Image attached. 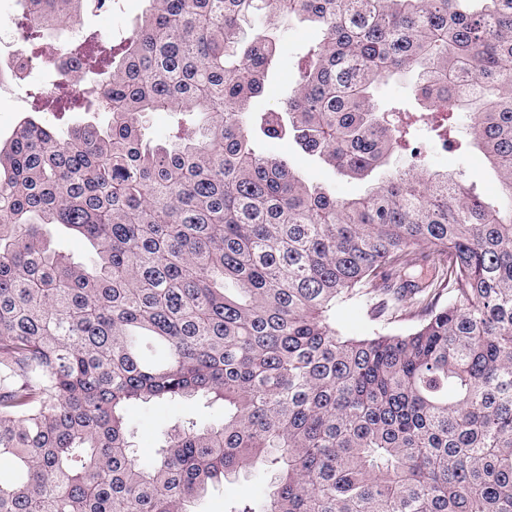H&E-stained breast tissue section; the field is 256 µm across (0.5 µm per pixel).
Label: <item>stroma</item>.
Returning a JSON list of instances; mask_svg holds the SVG:
<instances>
[{"mask_svg": "<svg viewBox=\"0 0 512 512\" xmlns=\"http://www.w3.org/2000/svg\"><path fill=\"white\" fill-rule=\"evenodd\" d=\"M145 0H112L102 10L84 13L76 26L82 37L107 38L110 44H117L121 36L134 24L145 8ZM284 52L279 65L271 70L266 79L263 97L256 101V109L280 102L297 73L300 57L322 38L321 28L304 19L286 22L281 31ZM54 74L41 61L33 63L32 79L0 92V141H9L18 122L31 109L30 93L36 88L53 83ZM259 146L267 153L286 160L305 180L322 186L326 191L342 198H358L365 194L370 182L381 179V172H373L364 179L352 178L336 172L318 157L309 155L294 137L269 139L258 137ZM420 149L432 152V161L439 170L460 173L464 181L476 192L486 196L496 195L498 180L495 171L488 165L484 155L472 148L465 152L430 148L428 142H420ZM220 403L199 398L188 403L160 407L135 405L128 409L130 439L143 462H151L154 449L160 441L162 422L175 421L188 415L201 423L208 422L214 414L220 413ZM267 493L264 481L243 472L228 478L224 484L210 488L203 500L204 512H224L229 500H258Z\"/></svg>", "mask_w": 512, "mask_h": 512, "instance_id": "obj_1", "label": "stroma"}]
</instances>
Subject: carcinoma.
Listing matches in <instances>:
<instances>
[{
	"instance_id": "obj_1",
	"label": "carcinoma",
	"mask_w": 512,
	"mask_h": 512,
	"mask_svg": "<svg viewBox=\"0 0 512 512\" xmlns=\"http://www.w3.org/2000/svg\"><path fill=\"white\" fill-rule=\"evenodd\" d=\"M25 38L108 0H24ZM96 66L0 144V512H202L245 469L268 493L226 512H512V0H146ZM309 18L323 39L280 104L253 111L281 48L262 28ZM417 73L443 147L499 174L484 201L426 156L359 198L260 150L294 135L355 176L424 121L376 87ZM185 128L148 137V112ZM62 227L91 249L58 252ZM355 309L371 332L351 337ZM414 323L390 324L403 315ZM212 398L217 422L133 450L134 404Z\"/></svg>"
}]
</instances>
